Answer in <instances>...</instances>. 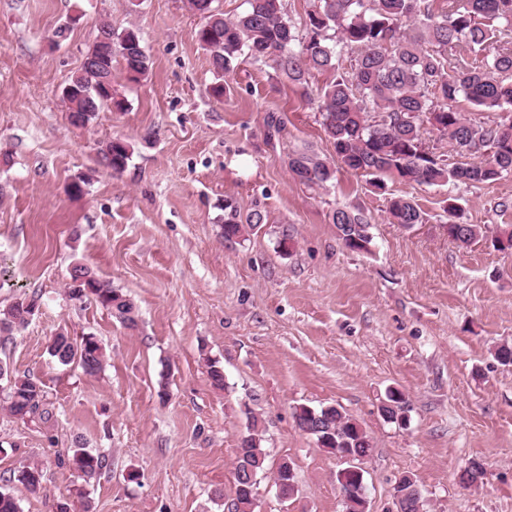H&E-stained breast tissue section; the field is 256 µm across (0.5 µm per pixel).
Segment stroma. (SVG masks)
Returning <instances> with one entry per match:
<instances>
[{"instance_id": "1", "label": "stroma", "mask_w": 512, "mask_h": 512, "mask_svg": "<svg viewBox=\"0 0 512 512\" xmlns=\"http://www.w3.org/2000/svg\"><path fill=\"white\" fill-rule=\"evenodd\" d=\"M104 21L118 33L136 27L152 65L137 82L115 70L127 110L80 128L62 91ZM200 24L186 0H0V153L12 158L0 166V310L41 296L27 328L0 337V362L34 375L51 413L12 418L0 380V491L21 512H55L79 489L91 512H224L251 412L270 460L288 459L298 484L283 502L261 478L254 512H344L342 462L293 419L297 406L333 404L373 441L369 512H392L404 474L423 512H512V366L492 354L512 344V252L484 239L457 246L443 211L452 195L462 223L511 227L512 175L451 189L390 183L424 212L410 230L352 171L307 187L289 172V152L335 156L315 104L249 59L215 99ZM116 137L133 149L118 175L98 158ZM76 181L82 193L71 192ZM228 203L263 223L225 240ZM339 207L367 215L371 252L339 240ZM77 265L134 301L136 328L70 297ZM62 330L101 341L100 375L54 361L48 346ZM209 357L224 367V389L211 384ZM391 388L406 395V425L379 413ZM78 442L106 457L95 479L68 462ZM473 459L486 469L477 489L458 479ZM32 462L44 474L36 494L12 479Z\"/></svg>"}]
</instances>
